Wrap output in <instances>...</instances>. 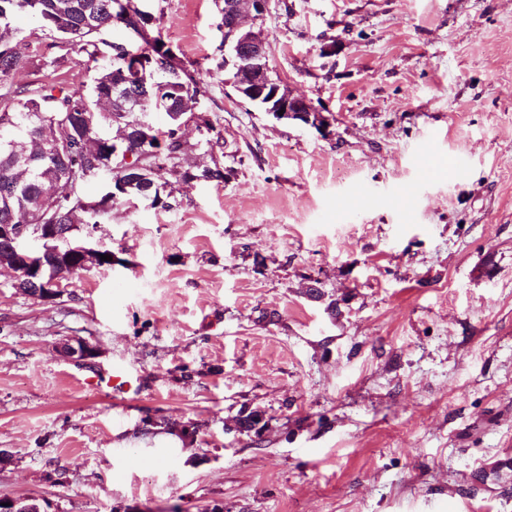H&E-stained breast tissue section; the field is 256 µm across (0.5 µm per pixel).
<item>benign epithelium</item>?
<instances>
[{"label": "benign epithelium", "instance_id": "benign-epithelium-1", "mask_svg": "<svg viewBox=\"0 0 512 512\" xmlns=\"http://www.w3.org/2000/svg\"><path fill=\"white\" fill-rule=\"evenodd\" d=\"M251 25L238 17L237 0H225L224 66L237 68L241 59L249 62L250 82L235 83L240 97L253 103H263L265 110L277 121L310 127L323 135L330 134L334 116L315 106L307 98L294 94L286 83L272 75L269 58V35L262 21L270 13L273 0H244ZM0 238L11 247L17 268V278L33 288L35 300L48 301L46 291L38 288L45 258L60 252V244L68 242L67 231L58 224H1ZM59 351L66 357L88 365L99 356L98 347L80 338H64ZM8 512H44L36 499H12Z\"/></svg>", "mask_w": 512, "mask_h": 512}]
</instances>
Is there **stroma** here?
Returning a JSON list of instances; mask_svg holds the SVG:
<instances>
[{"instance_id":"35a3bbf8","label":"stroma","mask_w":512,"mask_h":512,"mask_svg":"<svg viewBox=\"0 0 512 512\" xmlns=\"http://www.w3.org/2000/svg\"><path fill=\"white\" fill-rule=\"evenodd\" d=\"M153 8L230 175L114 205L92 241L116 264L54 301L0 268V497L512 512V0H277L270 65L335 115L328 137L235 94L224 0ZM27 53L13 87L95 75L49 36ZM67 336L99 357H63ZM118 364L135 392L88 385ZM252 409L258 436L237 430Z\"/></svg>"}]
</instances>
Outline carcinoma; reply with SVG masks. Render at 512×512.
<instances>
[{"instance_id":"cac0c4a2","label":"carcinoma","mask_w":512,"mask_h":512,"mask_svg":"<svg viewBox=\"0 0 512 512\" xmlns=\"http://www.w3.org/2000/svg\"><path fill=\"white\" fill-rule=\"evenodd\" d=\"M131 13H138L135 0H0V224H65L76 246L85 229L105 223L114 204L170 209L172 181L190 183L199 175L178 168L185 150L179 125L187 118L183 101L205 94L204 82L194 68L164 73L170 48L159 18L141 15L135 23ZM19 17L53 36L55 46L84 52L91 62L102 56L109 64L96 71L89 88L65 94L8 86L28 64L13 44ZM115 28L128 34L126 42L104 38ZM141 73L146 78L140 82ZM149 108L165 114L164 126L132 128ZM202 125L203 146H219L213 121L206 116ZM58 138L66 142L62 154ZM126 151L156 166L157 186L149 196L90 194L92 181L83 174L99 162L112 171V186L119 185Z\"/></svg>"}]
</instances>
